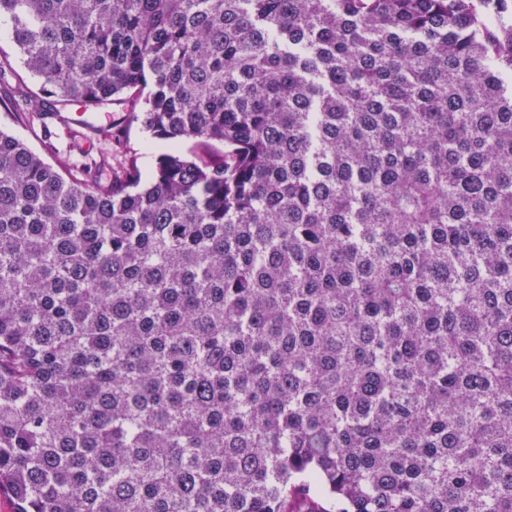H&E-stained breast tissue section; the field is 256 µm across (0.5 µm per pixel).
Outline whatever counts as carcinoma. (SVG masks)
Segmentation results:
<instances>
[{
  "label": "carcinoma",
  "mask_w": 512,
  "mask_h": 512,
  "mask_svg": "<svg viewBox=\"0 0 512 512\" xmlns=\"http://www.w3.org/2000/svg\"><path fill=\"white\" fill-rule=\"evenodd\" d=\"M504 2L0 0V104L224 145L143 185L0 130L15 512H512Z\"/></svg>",
  "instance_id": "carcinoma-1"
}]
</instances>
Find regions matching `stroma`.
<instances>
[{
  "instance_id": "obj_1",
  "label": "stroma",
  "mask_w": 512,
  "mask_h": 512,
  "mask_svg": "<svg viewBox=\"0 0 512 512\" xmlns=\"http://www.w3.org/2000/svg\"><path fill=\"white\" fill-rule=\"evenodd\" d=\"M71 118L85 116L95 122L101 134L92 143H85L78 125L63 126L54 122L32 121L23 113L0 105V129L23 140L52 165H65L67 172L75 174L94 161L104 159L118 164L128 158H136L143 178H151L161 154L176 151L181 154H218L221 144L204 145L194 140L175 143L157 141L145 133L140 123L129 120L127 113L106 112L80 113L78 107H70Z\"/></svg>"
}]
</instances>
